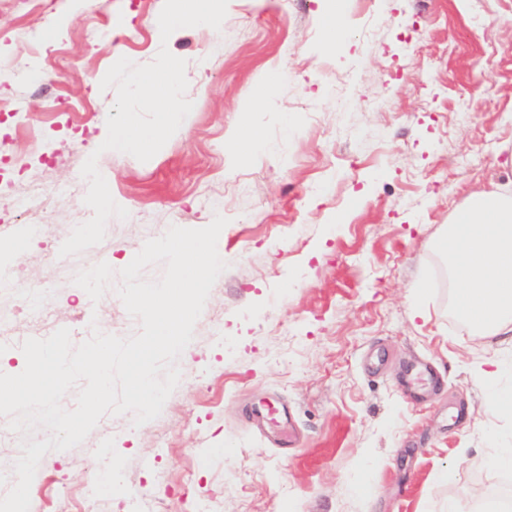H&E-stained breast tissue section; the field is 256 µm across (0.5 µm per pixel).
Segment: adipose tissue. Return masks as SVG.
<instances>
[{
    "mask_svg": "<svg viewBox=\"0 0 512 512\" xmlns=\"http://www.w3.org/2000/svg\"><path fill=\"white\" fill-rule=\"evenodd\" d=\"M457 284L454 307L467 329L512 345V197L470 198L440 239Z\"/></svg>",
    "mask_w": 512,
    "mask_h": 512,
    "instance_id": "obj_1",
    "label": "adipose tissue"
}]
</instances>
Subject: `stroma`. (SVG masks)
<instances>
[{
    "instance_id": "35a3bbf8",
    "label": "stroma",
    "mask_w": 512,
    "mask_h": 512,
    "mask_svg": "<svg viewBox=\"0 0 512 512\" xmlns=\"http://www.w3.org/2000/svg\"><path fill=\"white\" fill-rule=\"evenodd\" d=\"M164 0H0V249L10 287L0 316L44 338L19 286L50 296L73 344L90 327L126 337L139 323L89 270L127 266L173 225L227 218L213 285L160 415L103 417L51 451L30 512H447L472 487L512 494L490 469L512 446L473 379L497 337L455 314L436 248L474 195L512 184V0H346L345 39L327 45L321 0H229L221 29L162 40ZM185 60L193 108L149 161L100 152L116 99L101 89L122 57ZM260 134L247 159L243 130ZM97 155L127 219L50 267L93 211L81 168ZM286 406L281 447L251 406ZM316 455L314 472L297 459Z\"/></svg>"
}]
</instances>
